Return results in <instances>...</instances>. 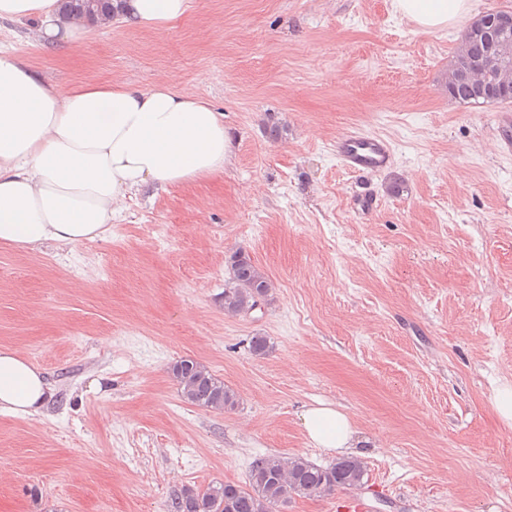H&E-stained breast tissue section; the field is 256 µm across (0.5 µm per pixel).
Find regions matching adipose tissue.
<instances>
[{"instance_id":"obj_1","label":"adipose tissue","mask_w":512,"mask_h":512,"mask_svg":"<svg viewBox=\"0 0 512 512\" xmlns=\"http://www.w3.org/2000/svg\"><path fill=\"white\" fill-rule=\"evenodd\" d=\"M191 0H112L103 27L163 28ZM422 31L464 19L472 0H392ZM37 23L44 45L88 37L63 0H0V21ZM231 155L224 115L168 80L144 88L127 81L72 87L48 80L0 50V244L27 251L76 246L105 233L120 206L151 185L176 186L222 172ZM51 386L17 350L0 346V413L38 414ZM302 426L318 448L350 453L359 444L335 405L306 408Z\"/></svg>"}]
</instances>
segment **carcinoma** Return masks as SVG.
Returning <instances> with one entry per match:
<instances>
[{
  "mask_svg": "<svg viewBox=\"0 0 512 512\" xmlns=\"http://www.w3.org/2000/svg\"><path fill=\"white\" fill-rule=\"evenodd\" d=\"M484 39L464 34L456 53L472 64L489 52ZM448 97L460 104H491L472 81L446 84ZM228 263L232 271L230 286L224 288V312L241 315L258 301L268 300L272 282L243 251L233 253ZM174 381L183 399L193 405L224 411L235 408L237 393L224 381L194 360L182 359L172 367ZM366 462L357 457L339 458L326 467L301 456H258L249 467L248 486L211 483L204 488H185L171 502L172 512H274L293 495L322 497L338 488L363 486Z\"/></svg>",
  "mask_w": 512,
  "mask_h": 512,
  "instance_id": "cac0c4a2",
  "label": "carcinoma"
}]
</instances>
